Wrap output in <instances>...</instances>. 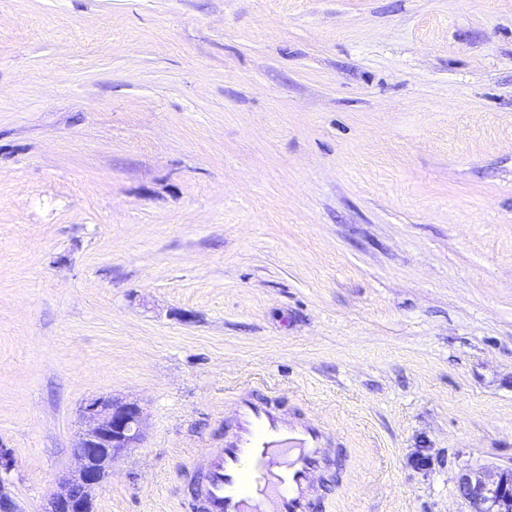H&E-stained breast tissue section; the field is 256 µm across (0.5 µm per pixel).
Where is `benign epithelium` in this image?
Wrapping results in <instances>:
<instances>
[{
  "label": "benign epithelium",
  "mask_w": 512,
  "mask_h": 512,
  "mask_svg": "<svg viewBox=\"0 0 512 512\" xmlns=\"http://www.w3.org/2000/svg\"><path fill=\"white\" fill-rule=\"evenodd\" d=\"M82 430L75 443V470L48 494L41 512H93L92 491L112 473L116 462L143 439L144 411L136 401L101 396L80 410ZM14 467L10 449L0 444V512H22L8 491ZM471 512H512V467L468 468L458 481Z\"/></svg>",
  "instance_id": "7a95c632"
}]
</instances>
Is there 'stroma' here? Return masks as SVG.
<instances>
[{
    "label": "stroma",
    "instance_id": "1",
    "mask_svg": "<svg viewBox=\"0 0 512 512\" xmlns=\"http://www.w3.org/2000/svg\"><path fill=\"white\" fill-rule=\"evenodd\" d=\"M244 388L333 429L318 512L512 466V0H0L23 512L99 396L147 419L94 512H178Z\"/></svg>",
    "mask_w": 512,
    "mask_h": 512
}]
</instances>
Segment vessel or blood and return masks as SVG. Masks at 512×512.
<instances>
[{"label": "vessel or blood", "instance_id": "vessel-or-blood-1", "mask_svg": "<svg viewBox=\"0 0 512 512\" xmlns=\"http://www.w3.org/2000/svg\"><path fill=\"white\" fill-rule=\"evenodd\" d=\"M331 430L286 415L270 400L240 393L233 430L205 451L203 492L187 512H314L313 478L330 470Z\"/></svg>", "mask_w": 512, "mask_h": 512}]
</instances>
